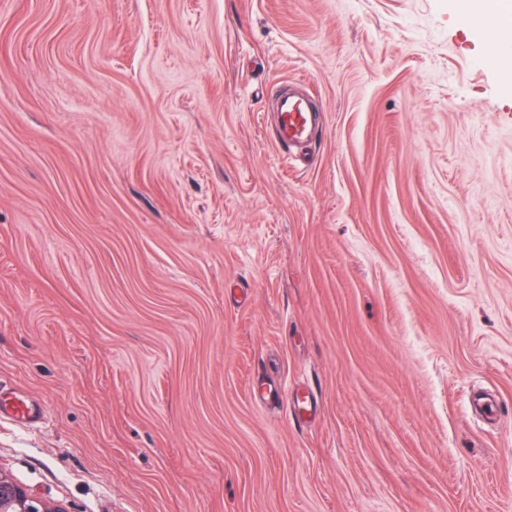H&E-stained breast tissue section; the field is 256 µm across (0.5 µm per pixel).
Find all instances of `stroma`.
Wrapping results in <instances>:
<instances>
[{
  "instance_id": "1",
  "label": "stroma",
  "mask_w": 512,
  "mask_h": 512,
  "mask_svg": "<svg viewBox=\"0 0 512 512\" xmlns=\"http://www.w3.org/2000/svg\"><path fill=\"white\" fill-rule=\"evenodd\" d=\"M486 53L454 0H0V389L43 407L0 474L59 512H512ZM282 82L323 115L286 154Z\"/></svg>"
}]
</instances>
